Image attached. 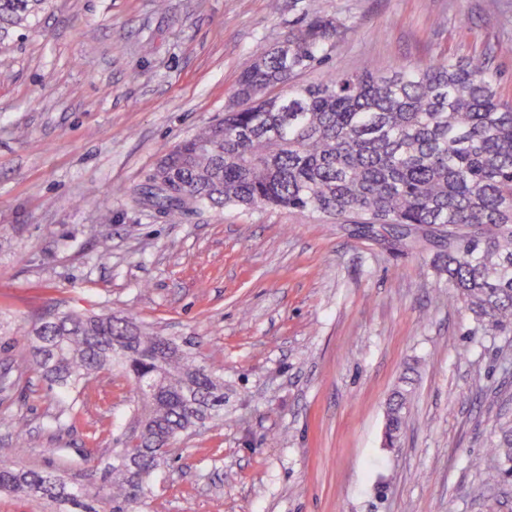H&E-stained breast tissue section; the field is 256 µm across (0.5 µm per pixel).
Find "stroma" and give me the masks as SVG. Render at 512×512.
<instances>
[{"label":"stroma","mask_w":512,"mask_h":512,"mask_svg":"<svg viewBox=\"0 0 512 512\" xmlns=\"http://www.w3.org/2000/svg\"><path fill=\"white\" fill-rule=\"evenodd\" d=\"M321 10L348 26L302 82L480 55L512 102V0H54L0 43V458L82 476L112 456L132 384L97 374L60 433L29 365L23 330L71 308L134 317L224 379L223 419L177 438L148 512H512V481L484 473L512 418V335L475 333L436 249L310 212L172 222L136 197L257 48ZM387 413L386 428L388 431L387 441L389 445L394 444V436L399 434L404 426L406 412V398L401 392H397Z\"/></svg>","instance_id":"obj_1"}]
</instances>
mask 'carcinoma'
<instances>
[{"label":"carcinoma","mask_w":512,"mask_h":512,"mask_svg":"<svg viewBox=\"0 0 512 512\" xmlns=\"http://www.w3.org/2000/svg\"><path fill=\"white\" fill-rule=\"evenodd\" d=\"M51 0H0V32L25 29ZM345 22L317 12L288 33V56L261 47L241 76L237 107L224 131L208 124L160 157L143 199L169 220L195 205L242 211L298 210L362 229L389 224L394 242L420 247L440 239L448 285L475 323L512 333V104L497 94L496 74L478 58L398 64L388 74L364 69L319 83L297 77L322 62ZM281 87L268 97L270 88ZM31 368L69 395L54 416L64 429L79 389L112 369L139 382L116 458L97 480L104 493L78 490L55 471L19 469L0 460V490L39 495L62 512H142L160 448L210 420L224 418V380L168 336L129 316L57 308L25 332ZM406 398L389 405L388 444L406 418ZM488 477L512 473V421L504 422L486 460Z\"/></svg>","instance_id":"cac0c4a2"}]
</instances>
